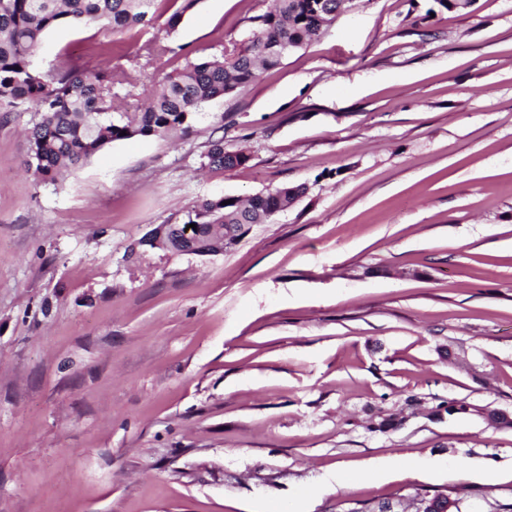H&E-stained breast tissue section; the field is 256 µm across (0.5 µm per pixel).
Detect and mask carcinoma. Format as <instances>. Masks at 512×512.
Here are the masks:
<instances>
[{"label": "carcinoma", "mask_w": 512, "mask_h": 512, "mask_svg": "<svg viewBox=\"0 0 512 512\" xmlns=\"http://www.w3.org/2000/svg\"><path fill=\"white\" fill-rule=\"evenodd\" d=\"M155 0H0V106L26 107L39 116L28 134L26 166L40 183H56L71 167L87 162L105 146L134 137H161L188 131L208 102L253 82L262 69L277 67L292 52L317 40L336 18L344 0H272L259 17L248 44L223 61H189L150 89L139 112H116L119 91L141 81L139 70L122 66L104 71L78 63L44 71L32 57L44 33L62 21L102 29L147 26ZM205 166L233 170L247 156L211 142ZM307 187L286 185L243 201L220 196L195 203L182 224L163 225L171 254L217 256L236 245L243 224H267L271 212L286 211ZM196 227L191 228L189 224Z\"/></svg>", "instance_id": "carcinoma-1"}]
</instances>
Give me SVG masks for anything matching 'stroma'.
I'll use <instances>...</instances> for the list:
<instances>
[{
  "label": "stroma",
  "instance_id": "35a3bbf8",
  "mask_svg": "<svg viewBox=\"0 0 512 512\" xmlns=\"http://www.w3.org/2000/svg\"><path fill=\"white\" fill-rule=\"evenodd\" d=\"M270 5L64 22L33 63L101 69L165 39L116 100L134 112L187 62L244 47ZM433 5L349 0L189 132L112 143L54 185L25 168L34 112H0V512H402L462 486L472 512L512 501V427L481 415L512 411V0ZM217 136L245 167L205 168ZM286 184L307 193L224 254L139 244L198 200ZM421 458L447 467L402 469Z\"/></svg>",
  "mask_w": 512,
  "mask_h": 512
}]
</instances>
